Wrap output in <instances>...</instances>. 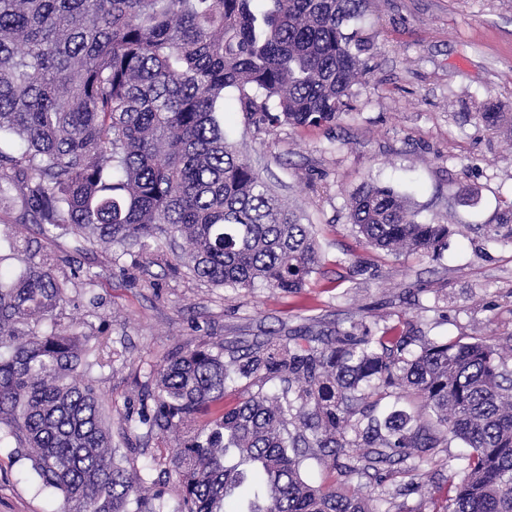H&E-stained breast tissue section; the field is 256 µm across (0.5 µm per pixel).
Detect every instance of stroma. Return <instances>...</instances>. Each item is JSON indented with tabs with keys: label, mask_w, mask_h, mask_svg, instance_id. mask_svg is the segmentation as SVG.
<instances>
[{
	"label": "stroma",
	"mask_w": 512,
	"mask_h": 512,
	"mask_svg": "<svg viewBox=\"0 0 512 512\" xmlns=\"http://www.w3.org/2000/svg\"><path fill=\"white\" fill-rule=\"evenodd\" d=\"M367 41L350 113L320 126L254 124L238 90L224 93V131L237 151L300 218L313 225L321 264L294 292L216 288L139 249L109 257L75 236L21 223L20 188L0 197V267L20 271L28 242L61 276L95 274L98 306L80 288L57 311L108 337L110 367L95 388L120 417L152 390L151 372L188 345L246 351L309 327L333 334L351 324L398 331L412 321L431 338L512 339V243L486 241L512 203V0H365L352 24ZM499 112L500 131L478 115ZM371 184L407 194L419 217L452 225L439 256L372 250L349 221V202ZM465 446L437 449L415 477L352 488L380 512H431L463 476ZM10 440L0 441V512H59Z\"/></svg>",
	"instance_id": "1"
}]
</instances>
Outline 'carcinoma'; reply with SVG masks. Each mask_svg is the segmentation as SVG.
<instances>
[{"label":"carcinoma","mask_w":512,"mask_h":512,"mask_svg":"<svg viewBox=\"0 0 512 512\" xmlns=\"http://www.w3.org/2000/svg\"><path fill=\"white\" fill-rule=\"evenodd\" d=\"M0 0V192L25 189L20 222L107 251L161 239L213 286L298 290L321 262L303 224L227 141L224 91L268 126L321 125L347 111L368 45L349 32L363 0ZM364 242L437 255L447 224L369 185L349 203ZM512 240V206L484 225ZM0 269V438L31 462L60 512H379L314 486L307 460L382 484L408 459L459 440L471 452L439 512H512V345L430 339L406 324L300 330L245 353L196 347L152 371L150 401L119 418L165 453L137 469L112 451L94 387V334L53 322L71 280L26 248ZM271 392L224 406L242 379ZM188 421L197 428L170 438ZM364 448L362 465L341 462Z\"/></svg>","instance_id":"cac0c4a2"}]
</instances>
